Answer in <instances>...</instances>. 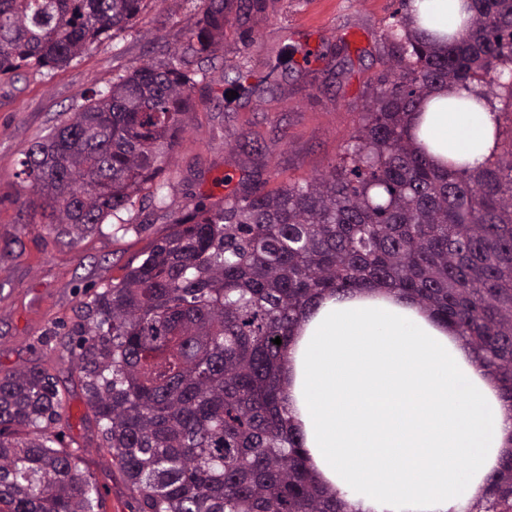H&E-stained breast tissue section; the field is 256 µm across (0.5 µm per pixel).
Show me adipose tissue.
<instances>
[{"label":"adipose tissue","mask_w":512,"mask_h":512,"mask_svg":"<svg viewBox=\"0 0 512 512\" xmlns=\"http://www.w3.org/2000/svg\"><path fill=\"white\" fill-rule=\"evenodd\" d=\"M467 0H414L411 28L469 30ZM413 145L435 166L498 150L482 95L438 86ZM482 353L394 289L325 296L302 321L281 379L322 486L355 512H467L512 455V402Z\"/></svg>","instance_id":"adipose-tissue-1"}]
</instances>
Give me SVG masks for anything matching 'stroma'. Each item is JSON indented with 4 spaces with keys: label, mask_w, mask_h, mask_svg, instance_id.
I'll return each instance as SVG.
<instances>
[{
    "label": "stroma",
    "mask_w": 512,
    "mask_h": 512,
    "mask_svg": "<svg viewBox=\"0 0 512 512\" xmlns=\"http://www.w3.org/2000/svg\"><path fill=\"white\" fill-rule=\"evenodd\" d=\"M399 0H263L224 29L222 64L198 88L190 126L161 179L165 205L140 198L119 218L70 240L32 221L18 175L31 147L89 88H108L143 62L173 51L198 0H146L134 25L114 31L66 67L0 75V376L41 366L66 402L47 431L77 451L101 512L139 503L102 447L93 412L67 355V331L96 289L120 279L172 229L191 194L221 198L224 178L261 173L267 189L326 173L358 128L387 68Z\"/></svg>",
    "instance_id": "35a3bbf8"
}]
</instances>
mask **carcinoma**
<instances>
[{
	"label": "carcinoma",
	"mask_w": 512,
	"mask_h": 512,
	"mask_svg": "<svg viewBox=\"0 0 512 512\" xmlns=\"http://www.w3.org/2000/svg\"><path fill=\"white\" fill-rule=\"evenodd\" d=\"M145 0H0V73L62 68L134 23ZM201 0L180 48L92 89L22 163L25 204L75 237L155 181L191 118L196 76L229 14ZM466 39L414 35L399 17L387 72L340 161L263 192L245 182L171 214L173 230L85 302L71 366L139 512H348L319 485L280 370L315 302L389 285L483 352L512 400V147L477 170L436 168L406 139L430 92L512 95V0H471ZM280 338L282 344L272 342ZM65 400L38 366L0 377V512H100L78 454L44 431ZM483 512H512V457Z\"/></svg>",
	"instance_id": "1"
}]
</instances>
